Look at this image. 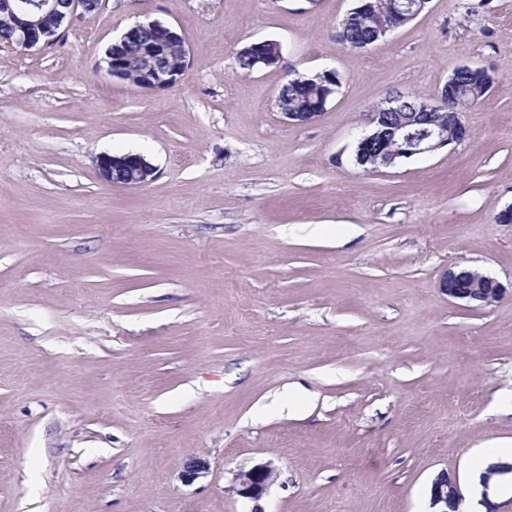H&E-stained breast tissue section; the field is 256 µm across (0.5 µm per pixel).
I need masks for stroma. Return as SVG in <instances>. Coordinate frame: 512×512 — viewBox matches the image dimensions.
<instances>
[{
	"mask_svg": "<svg viewBox=\"0 0 512 512\" xmlns=\"http://www.w3.org/2000/svg\"><path fill=\"white\" fill-rule=\"evenodd\" d=\"M353 5L101 0L58 42L0 44V512H251L231 486L264 462L262 512H426L442 471L478 512L470 460L512 442V292L476 309L440 282L512 283V0H429L363 50L336 40ZM155 19L181 82L108 75ZM265 39L281 63L236 74ZM462 65L493 79L463 141L351 164L368 112ZM323 70L319 120L285 123L289 74ZM103 152L154 179L106 183Z\"/></svg>",
	"mask_w": 512,
	"mask_h": 512,
	"instance_id": "obj_1",
	"label": "stroma"
}]
</instances>
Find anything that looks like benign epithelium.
Masks as SVG:
<instances>
[{
	"mask_svg": "<svg viewBox=\"0 0 512 512\" xmlns=\"http://www.w3.org/2000/svg\"><path fill=\"white\" fill-rule=\"evenodd\" d=\"M96 0H39L36 9L30 10L21 5L20 0H0V13H6L15 33L10 46L21 51L48 45L61 38L77 11L91 12ZM154 29L156 39L139 42L140 56L148 61V69L137 73L128 72L118 61V55L126 46L137 40L145 29ZM181 48V65L173 68L168 62L170 48ZM188 50L184 37L174 27L152 20L139 22L128 28L119 39L112 43L106 52V71L115 78L143 88L172 87L178 84L187 70ZM439 101L423 103V122L428 125L427 136L414 141L405 132L397 129H382V113L368 114L369 132L357 143L356 158L364 164L370 162L373 169L395 165L396 159L410 158L433 152L452 142H460L466 136L462 113H456L457 124L454 136H448V129L434 119L433 109ZM319 112H284L283 119L291 124L305 125L318 120ZM409 145V148L395 153L387 145L396 135ZM96 166L101 178L109 183L126 186H144L154 178L153 167L138 154L112 155L101 153L96 157ZM441 288L449 298L472 308H484L498 302L505 288L500 282L476 270H448ZM208 464L202 459L190 461L182 471V478L192 483L207 472ZM512 476V463L495 462L487 466L480 475L481 502L485 512H498L497 504L490 494L494 486L492 479ZM278 479V470L270 462L258 464L249 470L236 474L232 485L233 492L240 498L259 502ZM430 501L434 512H459L463 494L456 480L447 474H439L431 483Z\"/></svg>",
	"mask_w": 512,
	"mask_h": 512,
	"instance_id": "benign-epithelium-1",
	"label": "benign epithelium"
}]
</instances>
